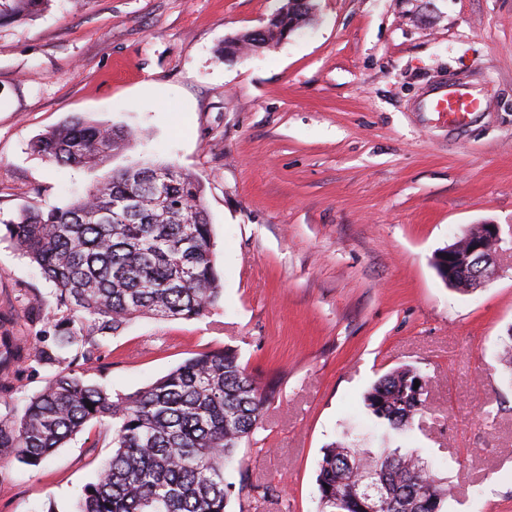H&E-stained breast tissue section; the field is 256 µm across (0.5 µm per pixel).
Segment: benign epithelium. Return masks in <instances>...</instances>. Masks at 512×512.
<instances>
[{
    "label": "benign epithelium",
    "mask_w": 512,
    "mask_h": 512,
    "mask_svg": "<svg viewBox=\"0 0 512 512\" xmlns=\"http://www.w3.org/2000/svg\"><path fill=\"white\" fill-rule=\"evenodd\" d=\"M481 229V236L468 240L464 245L456 243L439 254V261H448L450 285H459L460 279L466 274L483 284L495 276L496 250L490 248V244L502 242V229L498 224H483Z\"/></svg>",
    "instance_id": "benign-epithelium-1"
}]
</instances>
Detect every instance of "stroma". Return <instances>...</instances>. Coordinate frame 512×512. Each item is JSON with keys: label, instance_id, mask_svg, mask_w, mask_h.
Returning <instances> with one entry per match:
<instances>
[{"label": "stroma", "instance_id": "stroma-1", "mask_svg": "<svg viewBox=\"0 0 512 512\" xmlns=\"http://www.w3.org/2000/svg\"><path fill=\"white\" fill-rule=\"evenodd\" d=\"M283 0H52L0 27V412L50 376L32 359L50 285L4 223L105 174L166 162L202 185L224 294L199 319H139L80 363L129 394L196 353L237 349L274 396L248 447L252 512H318L321 450H378L363 396L403 364L428 379L411 445L448 481V512H512V384L494 359L512 327V0H318L303 29L222 60ZM454 78L487 90L464 131L420 109ZM75 117L144 132L102 165L57 167L30 145ZM501 225L494 279L448 287L437 253ZM92 424L44 464H0V512H72L111 452Z\"/></svg>", "mask_w": 512, "mask_h": 512}]
</instances>
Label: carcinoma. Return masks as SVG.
<instances>
[{
    "instance_id": "cac0c4a2",
    "label": "carcinoma",
    "mask_w": 512,
    "mask_h": 512,
    "mask_svg": "<svg viewBox=\"0 0 512 512\" xmlns=\"http://www.w3.org/2000/svg\"><path fill=\"white\" fill-rule=\"evenodd\" d=\"M51 0H0V25L33 17ZM311 0H288V12L220 48L224 58L262 53L290 26L311 20ZM136 138L106 121L76 117L41 135L34 152L59 166L92 167ZM163 191H157V185ZM22 255L52 283L50 342L34 361L55 369L23 415H0V455L37 467L92 423L112 427V451L74 512H239L255 487L226 471L250 443L270 392L232 349L191 357L132 394L89 384L73 364L96 358L99 341L138 318L192 320L223 296L212 222L199 181L173 165L134 166L97 182L63 206L24 210L7 223ZM512 384V327L497 354ZM420 385H415V382ZM415 367H397L364 394L383 435L408 438L427 393ZM92 408H87V404ZM377 488V512H445L447 481L414 449L376 452L335 442L317 465L318 512H368L364 488Z\"/></svg>"
}]
</instances>
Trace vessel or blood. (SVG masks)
<instances>
[{"label":"vessel or blood","mask_w":512,"mask_h":512,"mask_svg":"<svg viewBox=\"0 0 512 512\" xmlns=\"http://www.w3.org/2000/svg\"><path fill=\"white\" fill-rule=\"evenodd\" d=\"M423 111L436 113L449 128H464L487 110V97L475 86L459 80L437 87L423 101Z\"/></svg>","instance_id":"vessel-or-blood-1"}]
</instances>
